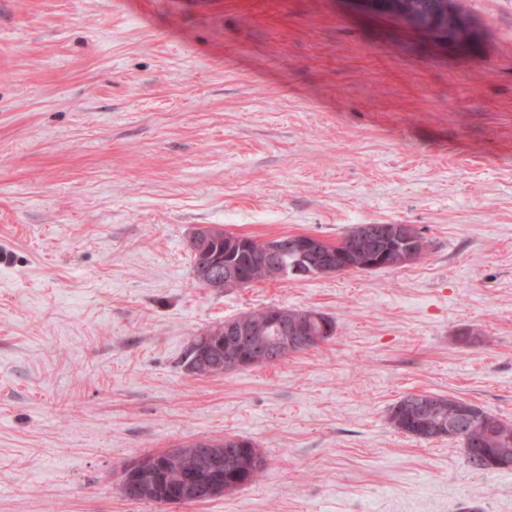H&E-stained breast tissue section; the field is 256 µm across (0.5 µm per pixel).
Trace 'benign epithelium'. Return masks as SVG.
Segmentation results:
<instances>
[{
  "mask_svg": "<svg viewBox=\"0 0 512 512\" xmlns=\"http://www.w3.org/2000/svg\"><path fill=\"white\" fill-rule=\"evenodd\" d=\"M445 26L464 35L470 34L460 15L448 9ZM412 240L400 228L389 224H362L353 228L345 237L343 253L338 254L326 247V242L313 235L283 239L268 247L261 257L266 274L272 279L286 277L279 264L282 249L300 259L314 261V265L333 276L353 270L366 271L382 267L401 266L409 262L415 253L410 248ZM198 282L215 290L238 288L244 285L249 272L236 265L224 266V272L211 271L207 266L195 272ZM268 324L260 331L251 330L236 320H227L218 329L196 340L197 364L208 365L213 371L241 370L247 367L267 364L271 361L295 354L319 341L329 333V327L320 323L316 331L307 325L288 320V312L282 308L267 309ZM475 416L472 408H464L457 418L432 428L434 433L456 434L462 422ZM196 462V470L182 484L175 488H161L156 482L159 473L179 466L184 458ZM242 449L236 440L228 438L224 447L215 448L208 440H193L167 450L157 459L140 458L132 465V488L156 497L161 505L184 504L203 498L222 496L234 489L235 483L224 481V473L238 468Z\"/></svg>",
  "mask_w": 512,
  "mask_h": 512,
  "instance_id": "benign-epithelium-1",
  "label": "benign epithelium"
}]
</instances>
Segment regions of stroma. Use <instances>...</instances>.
I'll list each match as a JSON object with an SVG mask.
<instances>
[{
  "label": "stroma",
  "mask_w": 512,
  "mask_h": 512,
  "mask_svg": "<svg viewBox=\"0 0 512 512\" xmlns=\"http://www.w3.org/2000/svg\"><path fill=\"white\" fill-rule=\"evenodd\" d=\"M459 44L360 0H0V512H512V472L393 430L400 397L512 423V0ZM333 242L409 224L394 269L213 291L200 227ZM315 310L332 339L197 376L208 328ZM239 435L254 484L126 500L119 475Z\"/></svg>",
  "instance_id": "35a3bbf8"
}]
</instances>
